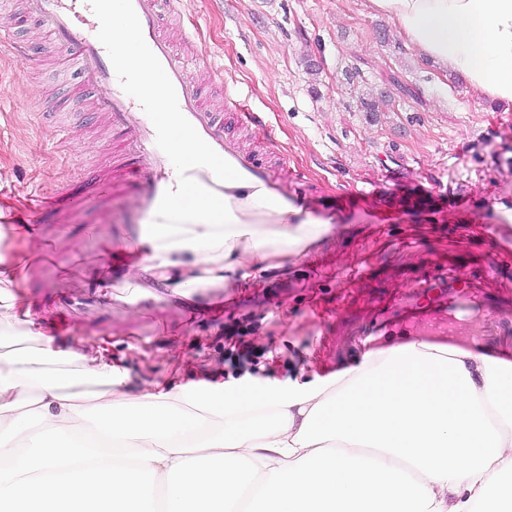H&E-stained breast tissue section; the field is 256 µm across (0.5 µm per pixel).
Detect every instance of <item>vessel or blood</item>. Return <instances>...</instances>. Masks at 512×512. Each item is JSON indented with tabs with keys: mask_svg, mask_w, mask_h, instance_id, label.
<instances>
[{
	"mask_svg": "<svg viewBox=\"0 0 512 512\" xmlns=\"http://www.w3.org/2000/svg\"><path fill=\"white\" fill-rule=\"evenodd\" d=\"M132 4L147 45L175 87L182 114L241 175L240 180L222 182L209 169L196 167L191 170V177L216 193L240 218L263 224L279 222L278 214L251 206V196L258 195L291 206L292 211L287 217L289 223L299 224L311 219L313 205L293 177L284 171L273 172L258 157L243 149L235 136L226 133L224 115L228 112L238 124L251 127L255 135L264 133L261 121L247 109L238 87H226L225 113L209 111L199 86L189 74L188 62L178 57L170 40L160 30L158 0H132ZM26 13L50 30L57 51L74 55L87 83L104 92L97 101V108L113 135L120 137L121 145L112 156L111 167L95 174L94 189L100 200L99 221L111 223L112 187L122 185L128 195L123 210L122 236L125 241L139 244L144 226L153 221L163 193L175 187L177 172L157 146L152 122L138 101L123 91L108 53L96 37L99 23L87 0H26ZM79 202V196L73 195L65 186L49 192L38 189L27 194L23 209L13 216L12 221L35 227L44 214L52 212L58 223L64 224ZM112 295V301L103 304L86 286L58 290L50 308L56 316L70 322H108L115 309L130 307L139 314L148 307L142 289L116 288Z\"/></svg>",
	"mask_w": 512,
	"mask_h": 512,
	"instance_id": "b4317fda",
	"label": "vessel or blood"
}]
</instances>
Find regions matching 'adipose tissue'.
I'll return each mask as SVG.
<instances>
[{
  "label": "adipose tissue",
  "mask_w": 512,
  "mask_h": 512,
  "mask_svg": "<svg viewBox=\"0 0 512 512\" xmlns=\"http://www.w3.org/2000/svg\"><path fill=\"white\" fill-rule=\"evenodd\" d=\"M420 57L512 104V0H370ZM331 225L153 224L139 270L194 293ZM0 334V512H512V362L452 344L366 353L320 383H132L32 321Z\"/></svg>",
  "instance_id": "adipose-tissue-1"
}]
</instances>
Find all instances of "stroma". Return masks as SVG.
Returning <instances> with one entry per match:
<instances>
[{
	"label": "stroma",
	"instance_id": "35a3bbf8",
	"mask_svg": "<svg viewBox=\"0 0 512 512\" xmlns=\"http://www.w3.org/2000/svg\"><path fill=\"white\" fill-rule=\"evenodd\" d=\"M22 0H0V214L18 209L32 188L78 187L94 194L87 171L108 164L117 142L93 109L65 111L83 87L80 71L57 54L49 32L21 12ZM163 28L189 32L197 60L190 69L205 96L222 106L220 78L237 82L267 125L289 171L323 205L334 231L285 266L252 272L239 286L209 288L210 312L177 309L170 289L155 300L156 326L117 311L112 331L77 335L76 325L35 316L39 329L87 357L105 355L132 382L174 390L224 377V331L248 323L270 348L248 385L334 377L366 351L452 335L495 358L512 360V250L494 245V230L476 229L455 207L473 192L485 220L512 215V174L497 165L512 152V105L469 93L465 78L422 59L369 0H164ZM380 103L366 119L360 98ZM388 195L386 222L359 205L363 188ZM38 233L0 239L18 282L14 309L30 311L40 289L97 284L95 267L111 246L115 276L128 274L111 226L84 233L57 228L45 216ZM415 237V248L403 242ZM366 272L351 276L359 258ZM427 280V317L406 321L393 297ZM382 320L370 343L367 322Z\"/></svg>",
	"mask_w": 512,
	"mask_h": 512
}]
</instances>
